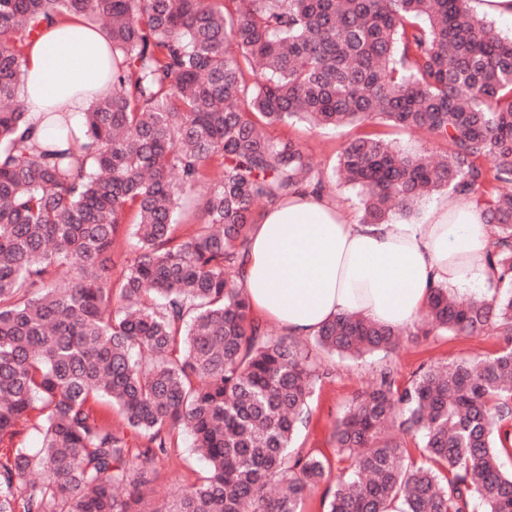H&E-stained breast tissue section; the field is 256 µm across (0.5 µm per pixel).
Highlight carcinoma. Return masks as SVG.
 <instances>
[{
	"instance_id": "1",
	"label": "carcinoma",
	"mask_w": 512,
	"mask_h": 512,
	"mask_svg": "<svg viewBox=\"0 0 512 512\" xmlns=\"http://www.w3.org/2000/svg\"><path fill=\"white\" fill-rule=\"evenodd\" d=\"M68 14L105 24L112 87L77 128L43 113L59 134L42 136L18 94L24 51ZM296 121L445 142L431 159L355 137L336 182L363 224L474 196L502 284L469 300L437 286L405 329L341 314L315 347L509 337L406 383L381 365L336 415L346 467L324 512H512V39L469 0H0V443L41 436L0 453V512H149L176 430L208 471L164 512H303L330 464L289 448L328 371L256 323L238 282L255 205L324 192L302 148L266 133ZM200 186L182 234L175 212Z\"/></svg>"
}]
</instances>
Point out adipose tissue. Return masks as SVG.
Masks as SVG:
<instances>
[{
    "instance_id": "1",
    "label": "adipose tissue",
    "mask_w": 512,
    "mask_h": 512,
    "mask_svg": "<svg viewBox=\"0 0 512 512\" xmlns=\"http://www.w3.org/2000/svg\"><path fill=\"white\" fill-rule=\"evenodd\" d=\"M106 33L78 16L44 28L25 52L19 96L27 112L80 121L106 93ZM493 232L472 196L433 207L423 224H363L329 195L293 194L263 213L243 252L253 311L305 339L334 317L412 326L432 286L494 280Z\"/></svg>"
}]
</instances>
